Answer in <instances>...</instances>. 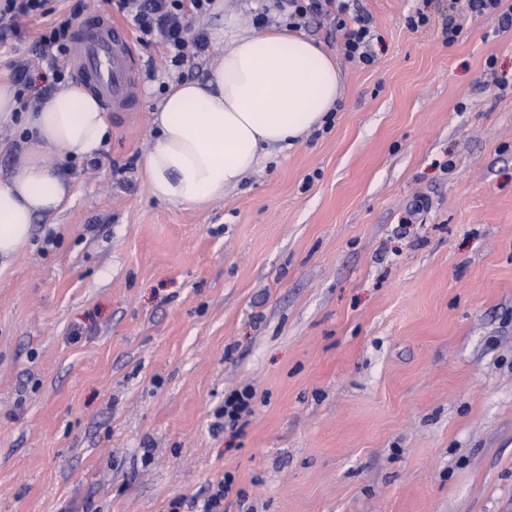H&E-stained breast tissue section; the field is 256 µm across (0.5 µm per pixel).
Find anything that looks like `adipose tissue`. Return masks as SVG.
Returning <instances> with one entry per match:
<instances>
[{
    "mask_svg": "<svg viewBox=\"0 0 512 512\" xmlns=\"http://www.w3.org/2000/svg\"><path fill=\"white\" fill-rule=\"evenodd\" d=\"M206 80L171 84L151 122L158 139L142 170L154 197L199 207L237 187L270 149L322 127L340 92L335 61L312 40L271 29L239 32ZM0 80V122L19 116L33 143L21 171L0 181V271L26 248L37 220L71 200V181L45 154L94 157L111 127L98 98L69 86L18 113Z\"/></svg>",
    "mask_w": 512,
    "mask_h": 512,
    "instance_id": "ef3b65f1",
    "label": "adipose tissue"
}]
</instances>
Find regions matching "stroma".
<instances>
[{"mask_svg": "<svg viewBox=\"0 0 512 512\" xmlns=\"http://www.w3.org/2000/svg\"><path fill=\"white\" fill-rule=\"evenodd\" d=\"M223 4L210 33L285 22ZM451 7L355 0L369 66L310 17L330 125L202 207L144 179L179 72L138 48L137 111L0 274V512H170L228 473L226 512H512V28L469 12L446 43ZM26 158L0 122V181ZM253 397V391L245 389L240 393H234L224 401V408L217 414L218 418L224 417V429L226 426L233 429L238 424V421L242 418V413L248 410L249 401Z\"/></svg>", "mask_w": 512, "mask_h": 512, "instance_id": "35a3bbf8", "label": "stroma"}]
</instances>
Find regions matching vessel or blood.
<instances>
[{
	"label": "vessel or blood",
	"mask_w": 512,
	"mask_h": 512,
	"mask_svg": "<svg viewBox=\"0 0 512 512\" xmlns=\"http://www.w3.org/2000/svg\"><path fill=\"white\" fill-rule=\"evenodd\" d=\"M72 67L109 111L133 112L138 107L140 63L128 28L107 15L77 26Z\"/></svg>",
	"instance_id": "obj_1"
}]
</instances>
